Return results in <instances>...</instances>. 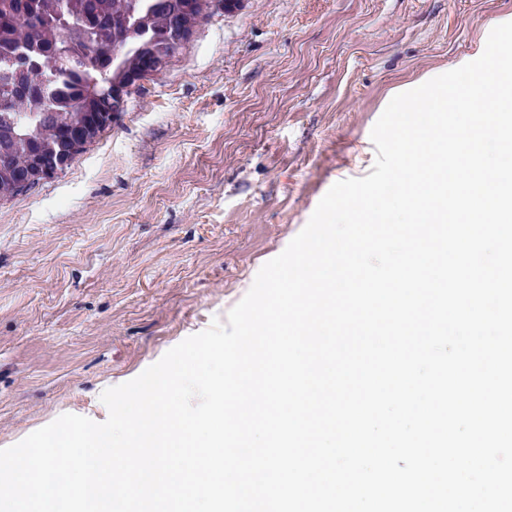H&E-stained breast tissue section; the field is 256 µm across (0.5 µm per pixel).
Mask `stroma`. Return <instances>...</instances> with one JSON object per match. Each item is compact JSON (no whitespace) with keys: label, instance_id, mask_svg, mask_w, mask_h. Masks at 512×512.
Returning <instances> with one entry per match:
<instances>
[{"label":"stroma","instance_id":"35a3bbf8","mask_svg":"<svg viewBox=\"0 0 512 512\" xmlns=\"http://www.w3.org/2000/svg\"><path fill=\"white\" fill-rule=\"evenodd\" d=\"M512 0H247L63 173L0 200V446L226 320L396 89L477 59Z\"/></svg>","mask_w":512,"mask_h":512}]
</instances>
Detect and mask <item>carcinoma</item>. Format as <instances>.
Returning a JSON list of instances; mask_svg holds the SVG:
<instances>
[{"mask_svg": "<svg viewBox=\"0 0 512 512\" xmlns=\"http://www.w3.org/2000/svg\"><path fill=\"white\" fill-rule=\"evenodd\" d=\"M206 13L211 0H0V95L13 94L11 110L0 111V166L16 167L26 146L50 134L54 122L74 119L91 96H102L112 83V69L100 70L86 59L52 60L51 46L73 53L117 42L115 66L144 67L178 49L174 20L188 3ZM95 6L100 23L88 29L83 18ZM17 58L29 67L18 72Z\"/></svg>", "mask_w": 512, "mask_h": 512, "instance_id": "cac0c4a2", "label": "carcinoma"}]
</instances>
